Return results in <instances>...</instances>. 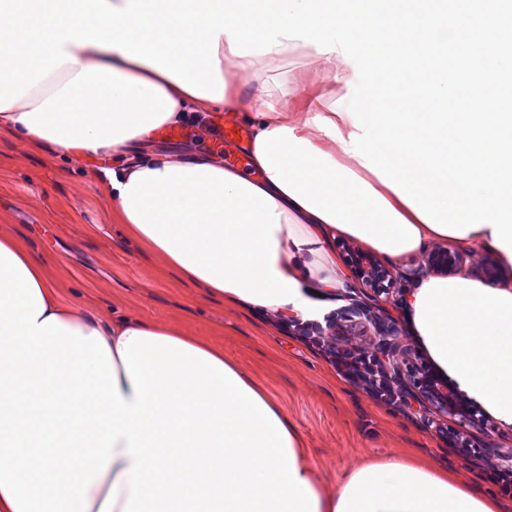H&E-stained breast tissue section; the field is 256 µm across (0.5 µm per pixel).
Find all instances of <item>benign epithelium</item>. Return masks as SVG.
Wrapping results in <instances>:
<instances>
[{
	"mask_svg": "<svg viewBox=\"0 0 512 512\" xmlns=\"http://www.w3.org/2000/svg\"><path fill=\"white\" fill-rule=\"evenodd\" d=\"M468 256L447 249L429 252L424 267L434 273H452L466 264ZM351 266L354 277L376 294H387L395 277L392 271L375 256L353 251ZM341 316L344 322L328 331L330 337L366 336L368 349L400 396L403 406L416 411L428 428L448 441L450 448H471L476 434H488L487 421L459 392L448 385L434 368L409 344L397 326L370 310L363 300L354 298ZM453 423V428L446 427Z\"/></svg>",
	"mask_w": 512,
	"mask_h": 512,
	"instance_id": "1",
	"label": "benign epithelium"
}]
</instances>
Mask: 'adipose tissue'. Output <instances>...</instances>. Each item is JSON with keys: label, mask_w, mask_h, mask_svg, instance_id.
Instances as JSON below:
<instances>
[{"label": "adipose tissue", "mask_w": 512, "mask_h": 512, "mask_svg": "<svg viewBox=\"0 0 512 512\" xmlns=\"http://www.w3.org/2000/svg\"><path fill=\"white\" fill-rule=\"evenodd\" d=\"M232 54L220 36L222 99L191 94L115 49L65 43L62 64L9 109L0 134L99 159L112 223L160 256L182 285L246 308L311 315L309 286L342 280L330 240L398 261L431 244L512 256L482 225L433 230L349 153L352 119L304 112V83H259L301 47ZM251 114L255 176L155 144L162 128L218 109ZM122 157L113 165V157ZM412 330L431 364L512 429V279L461 271L409 290ZM494 497L403 454L370 459L326 488L282 406L223 346L181 326L87 317L46 265L0 230V512H499Z\"/></svg>", "instance_id": "ef3b65f1"}]
</instances>
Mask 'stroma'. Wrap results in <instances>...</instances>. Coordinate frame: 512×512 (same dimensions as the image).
Returning a JSON list of instances; mask_svg holds the SVG:
<instances>
[{
  "label": "stroma",
  "instance_id": "stroma-1",
  "mask_svg": "<svg viewBox=\"0 0 512 512\" xmlns=\"http://www.w3.org/2000/svg\"><path fill=\"white\" fill-rule=\"evenodd\" d=\"M261 78L285 86L304 82L313 96L332 101L353 93L358 69L353 61H325L299 48L266 67ZM230 122L248 124L242 113L224 111L214 114L210 130L189 122L158 131L155 141L251 173L243 141L224 134ZM97 165L91 158L72 166L55 153H29L12 136H0V228L49 260L64 301L104 322L118 316L176 322L223 344L225 357L248 369L299 427L328 488L365 457L406 451L450 468L479 492L494 493L477 458L462 461L407 409L375 405L361 386L340 378L300 331L280 330L274 314L230 306L177 283L160 258L128 242L111 223L104 188L90 177ZM352 246L343 238L330 244L343 278L327 307L331 315L365 291L348 262Z\"/></svg>",
  "mask_w": 512,
  "mask_h": 512
}]
</instances>
